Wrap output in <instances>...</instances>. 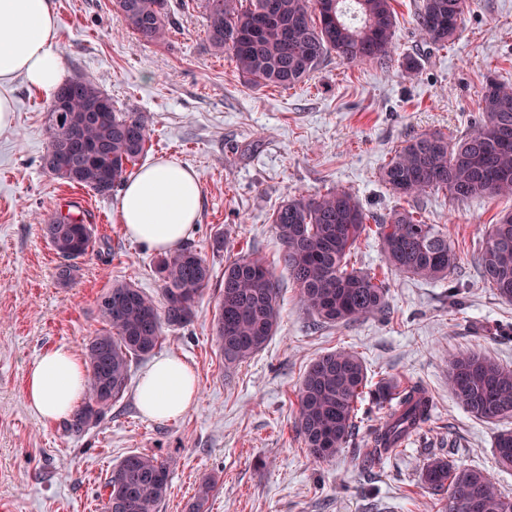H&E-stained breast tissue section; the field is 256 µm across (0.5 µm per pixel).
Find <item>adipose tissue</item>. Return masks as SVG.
<instances>
[{
  "label": "adipose tissue",
  "mask_w": 512,
  "mask_h": 512,
  "mask_svg": "<svg viewBox=\"0 0 512 512\" xmlns=\"http://www.w3.org/2000/svg\"><path fill=\"white\" fill-rule=\"evenodd\" d=\"M59 37L54 0H0V85L20 77L45 98H53L65 78L57 53ZM200 205L197 173L165 159L144 166L124 183L118 218L131 238L166 253L187 238ZM87 391L84 359L73 349L58 346L31 365L25 399L49 423L68 417ZM196 393L193 368L168 356L143 372L137 403L145 416L173 421L192 406Z\"/></svg>",
  "instance_id": "1"
}]
</instances>
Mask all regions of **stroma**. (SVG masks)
<instances>
[{
    "label": "stroma",
    "mask_w": 512,
    "mask_h": 512,
    "mask_svg": "<svg viewBox=\"0 0 512 512\" xmlns=\"http://www.w3.org/2000/svg\"><path fill=\"white\" fill-rule=\"evenodd\" d=\"M54 2L66 77L92 79L117 111L145 114L146 163L172 158L198 173L202 203L187 242L212 266L213 279L192 321L165 329L153 353L178 357L197 375V401L180 419L140 412L142 359L131 365L123 398L89 430L74 435L66 421L42 422L25 401L33 361L57 346L82 350L101 327L97 300L115 281L156 297L162 283L156 253L118 221L119 193L100 196L44 169L48 100L22 80L6 86L16 112L13 126L0 130V512H104V482L132 452L168 466L160 512H188L205 477L217 482L209 512H439L421 480L437 456L493 473L498 490L512 497V472L498 471L494 458L502 423L474 419L448 388V358L461 350L512 367V303L483 285L474 262L490 224L512 204L460 202L441 191L406 198L380 177L405 141L431 132L453 139L472 128L487 78L512 85V0H470L459 33L443 47L420 38L419 0H393L397 24L386 66H354L331 53L308 80L286 89L248 84L209 44L204 0H170L173 34L152 45L126 28L114 0ZM408 56L419 60L417 71L405 70ZM336 187L377 220L399 207L420 210L456 253L448 279L390 269L367 230L351 263L384 278L389 314L319 324L296 300L272 213L289 196ZM67 208L95 225L97 243L66 286L56 279L59 258L39 220ZM218 232L220 253L212 250ZM242 257L262 260L278 280L280 319L262 351L228 365L215 314L224 267ZM338 348L364 359L370 383L417 382L433 396L430 426L372 468L358 450L387 406L359 404L351 445L323 463L296 431L305 371Z\"/></svg>",
    "instance_id": "1"
}]
</instances>
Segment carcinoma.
I'll use <instances>...</instances> for the list:
<instances>
[{
  "label": "carcinoma",
  "mask_w": 512,
  "mask_h": 512,
  "mask_svg": "<svg viewBox=\"0 0 512 512\" xmlns=\"http://www.w3.org/2000/svg\"><path fill=\"white\" fill-rule=\"evenodd\" d=\"M273 4L263 12L265 2ZM322 0H205L210 45L235 63L238 73L256 86L288 88L313 73L333 50L357 65L384 64L396 15L391 0H335L332 11ZM117 9L138 40H168L170 0H116ZM467 0H421L415 14L420 35L435 45L452 40ZM64 112L48 113L43 167L57 178L94 193L109 195L122 185L151 140L141 112H118L112 99L90 79L64 82L56 92ZM107 102L104 112L88 108ZM481 120L455 141L434 132L412 138L395 152L381 173L397 194L421 196L444 190L457 201L481 196L512 197V87L491 80L480 98ZM46 239L63 260L57 277L68 283L75 261L94 251V226L69 211L42 219ZM272 224L285 265L305 310L327 324L350 323L389 313L388 289L371 272L348 265V257L367 231V215L350 192L336 188L319 196L298 194L273 214ZM387 264L424 279L448 278L455 252L448 234L417 212L394 210L376 225ZM486 287L512 302V209L488 229L478 254ZM163 304L127 283L112 284L99 302L103 327L85 344L91 394L73 413L68 428L81 434L97 422L126 391L131 363L150 355L164 328L189 323L212 272L190 245L157 259ZM279 284L259 259H237L224 267L216 315V335L224 362H242L261 351L274 336L279 319ZM368 385L367 367L357 353L337 349L307 368L298 392L296 429L314 460L332 457L348 445L357 428V403ZM448 387L478 420L512 419V367L471 350L448 359ZM373 399L390 405L365 450L369 462L419 433L432 416L425 388L379 383ZM495 461L512 471V430L494 440ZM422 481L439 496L441 512H512L489 473L460 468L444 458L426 465ZM105 512H158L169 487L164 461L130 453L106 479ZM215 483L199 485L190 512H206Z\"/></svg>",
  "instance_id": "carcinoma-1"
}]
</instances>
